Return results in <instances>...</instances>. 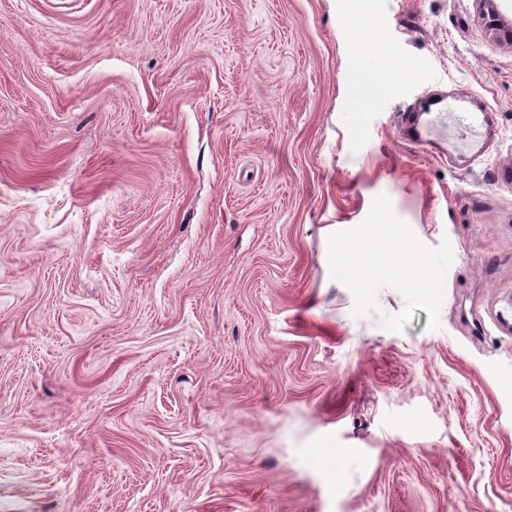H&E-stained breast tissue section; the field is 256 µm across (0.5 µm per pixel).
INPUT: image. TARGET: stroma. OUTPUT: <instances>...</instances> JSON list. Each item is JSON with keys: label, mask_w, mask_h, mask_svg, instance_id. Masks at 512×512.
Listing matches in <instances>:
<instances>
[{"label": "stroma", "mask_w": 512, "mask_h": 512, "mask_svg": "<svg viewBox=\"0 0 512 512\" xmlns=\"http://www.w3.org/2000/svg\"><path fill=\"white\" fill-rule=\"evenodd\" d=\"M347 3L0 0V512H512V0ZM381 193L440 329L330 277ZM458 108V104L448 101V96L441 95L439 98L431 100L425 111H421L429 112L426 121L422 119L423 114L420 112L407 114V122L410 125H415L417 143L424 146L432 136L443 132L448 124V119L452 118V112ZM460 124L463 127L465 140L469 144L476 143L484 134L485 112H482L480 109L472 111Z\"/></svg>", "instance_id": "35a3bbf8"}]
</instances>
